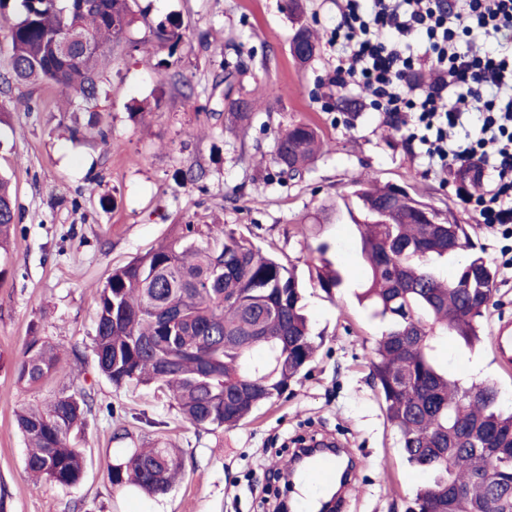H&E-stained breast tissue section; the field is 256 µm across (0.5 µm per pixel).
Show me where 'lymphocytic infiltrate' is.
Segmentation results:
<instances>
[{"instance_id":"lymphocytic-infiltrate-1","label":"lymphocytic infiltrate","mask_w":512,"mask_h":512,"mask_svg":"<svg viewBox=\"0 0 512 512\" xmlns=\"http://www.w3.org/2000/svg\"><path fill=\"white\" fill-rule=\"evenodd\" d=\"M329 85L413 126L422 154L494 189L474 209L512 223V0H339Z\"/></svg>"}]
</instances>
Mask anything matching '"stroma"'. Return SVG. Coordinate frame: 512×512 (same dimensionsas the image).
<instances>
[{
    "label": "stroma",
    "mask_w": 512,
    "mask_h": 512,
    "mask_svg": "<svg viewBox=\"0 0 512 512\" xmlns=\"http://www.w3.org/2000/svg\"><path fill=\"white\" fill-rule=\"evenodd\" d=\"M284 3L134 0L146 23L131 40L174 17L184 41L156 49L150 65L141 52L116 48L96 108L55 90L0 92V173L12 179L19 214L9 250L0 253L9 268L0 282V391L9 394L0 399V512H69L76 501L86 512H276L268 474L305 432L334 434L364 455L349 512H406L426 476L401 457L369 378V351L386 325L358 305L353 281L329 295L310 276L323 244L335 268L360 271L359 236L344 201L354 180L367 175L404 186L465 224L472 248L439 260L442 274L453 275L474 252L496 270L498 305L483 320L482 341L469 347L452 338L436 355L461 382L496 381L501 409L512 410V369L502 368L492 342L497 327L512 321V235L478 223L456 170L432 171L366 100L343 108L345 93L327 81L336 58L329 42L336 0H302L298 22ZM301 22L319 40L303 66L290 54ZM228 97L255 100L248 124H231ZM96 114L107 138L90 126ZM298 121L315 124L327 147L290 180L276 176L270 158L279 130ZM190 169L200 179L186 178ZM185 224L224 226L293 268L305 285L311 331L322 339L312 371L288 398L214 433L197 430L153 388L113 386L86 353L97 290L112 269ZM33 333L84 351L67 366L80 371L81 388L100 407L85 427L83 479L70 488L33 483L24 471L26 442L15 413L46 405L63 383L58 376L16 384L12 362ZM108 405L114 416L105 414ZM119 427L129 439L114 438ZM156 439L183 458L172 489L151 497L112 487L104 459Z\"/></svg>",
    "instance_id": "1"
}]
</instances>
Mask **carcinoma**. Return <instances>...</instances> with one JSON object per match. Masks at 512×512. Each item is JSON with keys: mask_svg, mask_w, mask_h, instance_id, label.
Masks as SVG:
<instances>
[{"mask_svg": "<svg viewBox=\"0 0 512 512\" xmlns=\"http://www.w3.org/2000/svg\"><path fill=\"white\" fill-rule=\"evenodd\" d=\"M20 0L18 15L4 13L11 47L10 69L0 85H44L91 103L97 99L105 61L129 44L138 17L130 0ZM64 33L92 35L96 52L62 56ZM160 45L182 42V24L166 18L152 30ZM315 52L306 26L292 38L294 59L304 64L299 43ZM236 123L252 118L255 102L226 104ZM322 149L314 127L299 122L278 132L272 163L282 177H301ZM360 251L367 274L356 294L373 316L389 321L376 340L369 368L378 398L398 437L403 459L430 475L413 492L406 512H512V412L499 408V390L484 380L469 385L448 375L433 357L448 335L472 345L492 304L496 270L477 254L453 276L440 275L433 260L467 246L468 234L453 210L448 217L400 185L353 181ZM8 180L0 176V247L16 226ZM316 267L328 295L343 284L325 258ZM295 273L251 241L222 226L186 224L156 249L112 269L97 297L90 350L96 369L110 383L153 386L174 402L181 416L204 432L233 427L261 406L282 398L315 361L320 344L311 335ZM263 350L262 362L253 353ZM62 345L32 335L14 363L17 383L37 385L61 371ZM79 376L43 407H23L16 425L26 441V472L71 487L83 476L85 459L74 439L95 411L91 394L76 390ZM181 457L167 445L132 448L104 460L108 482L148 495L170 491Z\"/></svg>", "mask_w": 512, "mask_h": 512, "instance_id": "obj_1", "label": "carcinoma"}]
</instances>
